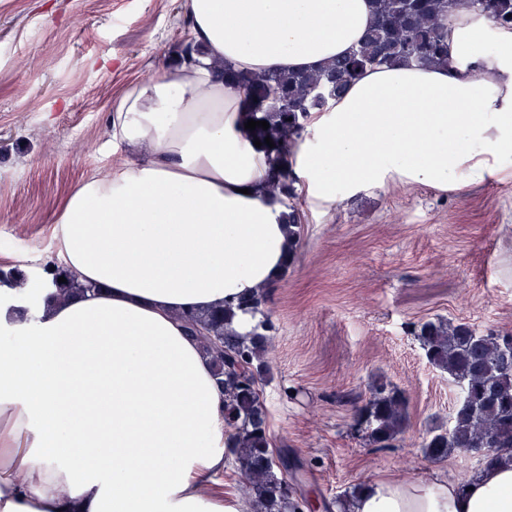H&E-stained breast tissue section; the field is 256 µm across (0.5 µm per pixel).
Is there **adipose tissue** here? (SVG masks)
Here are the masks:
<instances>
[{
    "label": "adipose tissue",
    "mask_w": 512,
    "mask_h": 512,
    "mask_svg": "<svg viewBox=\"0 0 512 512\" xmlns=\"http://www.w3.org/2000/svg\"><path fill=\"white\" fill-rule=\"evenodd\" d=\"M194 50L125 91L108 119L109 160L53 215L49 277L0 284V512H238L217 477L228 455L224 393L181 313L235 309L271 286L293 242L288 208L245 127L252 73L300 71L348 53L371 0H183ZM450 66L365 71L313 113L290 148L311 202L364 182L442 189L497 172L512 152V29L448 14ZM495 47L492 59L476 39ZM352 512H512V460L471 488L387 480Z\"/></svg>",
    "instance_id": "adipose-tissue-1"
}]
</instances>
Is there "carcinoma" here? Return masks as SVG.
I'll list each match as a JSON object with an SVG mask.
<instances>
[{
  "mask_svg": "<svg viewBox=\"0 0 512 512\" xmlns=\"http://www.w3.org/2000/svg\"><path fill=\"white\" fill-rule=\"evenodd\" d=\"M375 21L361 43L347 55L305 72L252 76L224 64V83L247 92V118L266 121L252 137L272 155L267 175L269 191L288 207L292 235L300 238L299 217L293 200L295 179L288 169L286 148L302 137L311 114L325 108L361 73L371 67L415 64L448 66V42L441 20L465 7L500 27L512 29V0H373ZM231 308L207 316L184 315L190 335L199 336L213 358L217 379L224 385V420L231 428L230 453L252 481L257 503L264 512H291L283 492V478L274 471L266 410L252 381L254 362L265 351L266 323L256 325L248 337L229 330ZM418 338L431 364L448 372L462 387V399L451 430H438L423 442L425 454L441 459L452 450H464L486 438L495 451L481 461L491 464L512 455V334L479 336L470 326L426 322ZM402 392L381 386L358 412L357 423L368 440L387 445L400 432L405 419Z\"/></svg>",
  "mask_w": 512,
  "mask_h": 512,
  "instance_id": "1",
  "label": "carcinoma"
}]
</instances>
